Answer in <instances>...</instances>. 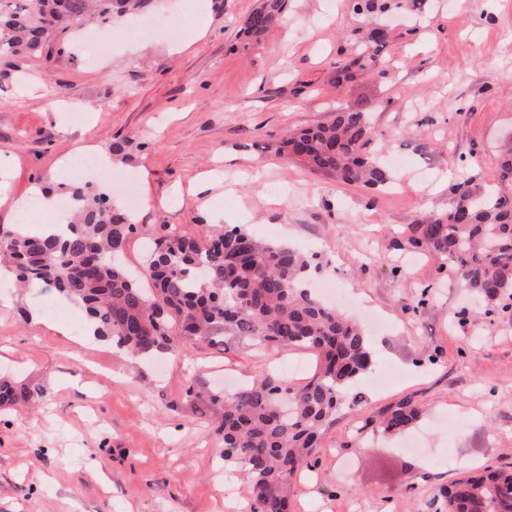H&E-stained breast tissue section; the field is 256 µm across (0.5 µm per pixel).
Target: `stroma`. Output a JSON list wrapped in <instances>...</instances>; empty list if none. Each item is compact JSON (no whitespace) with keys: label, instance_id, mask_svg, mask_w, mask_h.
<instances>
[{"label":"stroma","instance_id":"obj_1","mask_svg":"<svg viewBox=\"0 0 512 512\" xmlns=\"http://www.w3.org/2000/svg\"><path fill=\"white\" fill-rule=\"evenodd\" d=\"M258 0H152L156 26L137 38L102 29L104 58L73 45L54 61L0 67V194L70 178L77 147L110 152L115 205L139 200L126 252L164 225L196 234L238 224L252 235L320 255L349 315L374 314L376 369L356 386L361 410L405 396L424 406L414 432L352 445L342 413L311 468L295 480L292 512H446L462 471L512 468V309L460 319L474 302L439 255L412 253V225L448 215L452 187H484L512 151V0H431L396 17L382 72L335 81L360 22L350 0H291L281 24L243 45ZM185 19L166 37L162 21ZM362 110L372 150L392 171L381 193L337 182L279 154L290 130ZM41 291L0 288V377L31 401L0 408V512H252L246 480L226 470L210 404L186 397L192 375L224 391L258 362L292 382L312 374L304 352L245 341L180 340L153 361L99 337L53 331L32 318Z\"/></svg>","mask_w":512,"mask_h":512}]
</instances>
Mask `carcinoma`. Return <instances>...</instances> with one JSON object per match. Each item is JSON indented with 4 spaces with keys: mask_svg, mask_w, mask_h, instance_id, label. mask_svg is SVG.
I'll list each match as a JSON object with an SVG mask.
<instances>
[{
    "mask_svg": "<svg viewBox=\"0 0 512 512\" xmlns=\"http://www.w3.org/2000/svg\"><path fill=\"white\" fill-rule=\"evenodd\" d=\"M149 0H0V63L16 68L26 58L51 59L72 31L90 22L110 27L142 11ZM361 18L354 57L336 66V82L358 72L378 73L386 41L374 18L395 12L422 14L428 0H351ZM288 0H259L242 22L248 41L281 20ZM372 129L364 113L337 107L327 124L289 133L279 152L309 170L342 183L382 192L388 170L369 150ZM448 217L415 225L408 244L433 251L454 270L462 287L493 306L512 300V151L502 155L492 184L476 190L453 186ZM75 214L53 236L30 235L21 224H0V267L20 283L34 282L81 303L94 335L132 357H152L176 339L221 336L260 348L309 352L316 368L300 384L277 369L261 367L235 393H204L197 379L185 391L222 409L218 431L224 465L249 484L255 512H290L289 490L309 464L347 395L372 371L373 352L364 329L312 291V258L283 244L263 241L241 226L199 225L189 236L169 232L154 242L144 273L124 263L136 230L112 200V190L90 183L69 188ZM31 392L0 381V404L27 402ZM422 413L411 396L367 416L356 440L370 430L405 434ZM448 512H512V470L488 466L456 479L447 492Z\"/></svg>",
    "mask_w": 512,
    "mask_h": 512,
    "instance_id": "carcinoma-1",
    "label": "carcinoma"
}]
</instances>
